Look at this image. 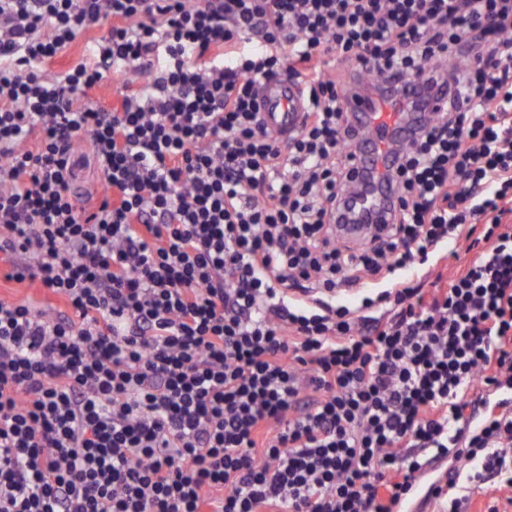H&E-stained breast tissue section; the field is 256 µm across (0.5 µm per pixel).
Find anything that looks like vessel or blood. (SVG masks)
<instances>
[{
    "mask_svg": "<svg viewBox=\"0 0 512 512\" xmlns=\"http://www.w3.org/2000/svg\"><path fill=\"white\" fill-rule=\"evenodd\" d=\"M258 101L261 123L276 136L296 133L304 112L309 109L302 88L284 81L262 82L258 87ZM344 112L353 139L348 179L353 182L368 175L377 187L375 197L367 205V223L342 229L344 236L359 238L369 225L381 227L392 223L395 202L390 173L394 153L408 141L421 116L405 111L399 97L372 92L364 83L347 90Z\"/></svg>",
    "mask_w": 512,
    "mask_h": 512,
    "instance_id": "1",
    "label": "vessel or blood"
}]
</instances>
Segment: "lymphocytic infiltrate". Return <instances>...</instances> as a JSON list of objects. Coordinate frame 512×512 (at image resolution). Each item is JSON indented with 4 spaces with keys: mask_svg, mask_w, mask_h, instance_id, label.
Segmentation results:
<instances>
[{
    "mask_svg": "<svg viewBox=\"0 0 512 512\" xmlns=\"http://www.w3.org/2000/svg\"><path fill=\"white\" fill-rule=\"evenodd\" d=\"M370 62L448 107L355 245ZM267 79L309 100L285 142ZM0 281L64 303L0 298V512H399L440 460L444 512L511 489L512 409L476 408L512 383V0H0ZM3 289L2 295H11L16 299H33L35 306L39 309L49 311L58 304L57 298L54 295L48 294L40 290V288H17V291Z\"/></svg>",
    "mask_w": 512,
    "mask_h": 512,
    "instance_id": "lymphocytic-infiltrate-1",
    "label": "lymphocytic infiltrate"
}]
</instances>
